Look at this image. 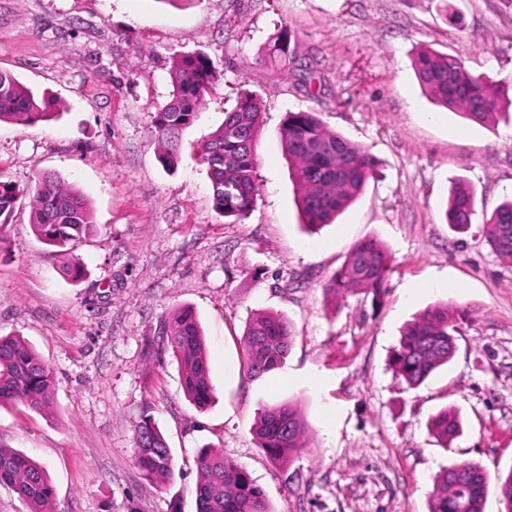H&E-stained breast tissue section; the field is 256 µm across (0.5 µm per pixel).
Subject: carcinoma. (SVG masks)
<instances>
[{
  "instance_id": "cac0c4a2",
  "label": "carcinoma",
  "mask_w": 512,
  "mask_h": 512,
  "mask_svg": "<svg viewBox=\"0 0 512 512\" xmlns=\"http://www.w3.org/2000/svg\"><path fill=\"white\" fill-rule=\"evenodd\" d=\"M288 33L268 45L258 64L286 68L293 62ZM414 71L422 88L445 108L465 119L487 125L503 107L502 90L484 76L468 72L455 56L424 45L414 56ZM172 94L152 113V126L162 148V162L175 163L181 133L198 118L204 94L220 80L221 70L204 52L180 54L171 62ZM56 103L45 94L23 87L12 75L0 72V121L28 125L50 121ZM262 104L257 95L243 92L225 112L224 124L197 148L209 173L214 211L225 219L247 215L257 192L255 151ZM283 148L295 169L298 203L306 230L313 234L336 218L375 176L378 161L364 147L325 127L313 112H291L283 129ZM28 197L32 227L44 243L66 251L86 236L92 226L83 197L50 174L37 177L28 192L0 179V227L9 223L17 204ZM446 223L465 228L475 221L500 258L512 263V199L491 213L477 209L472 186L452 181L445 211ZM391 271V258L375 240L356 244L328 281L331 304L350 295L372 296L377 302ZM456 314L446 305L430 307L404 328L392 363L396 373L416 388L455 352ZM166 347L176 358L181 386L191 404L202 409L213 398L205 339L195 313L173 312L160 326ZM294 327L285 317L256 314L243 333V375L258 380L278 369L292 348ZM52 375L49 367L21 338L0 337V407L24 402L38 412L51 408ZM431 431L448 443L462 434L459 415L445 409L430 422ZM306 424L291 404L265 405L254 427L258 447L272 462L286 466L303 447ZM136 463L148 481L173 475L170 448L148 415L136 436ZM504 512H512V471L499 479ZM488 479L476 463L452 464L434 478L429 512H484ZM0 488L18 495L27 512H48L54 489L45 469L29 455L0 446ZM196 512H273L264 490L249 471L209 447L201 448L196 464Z\"/></svg>"
}]
</instances>
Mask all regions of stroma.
Masks as SVG:
<instances>
[{
    "label": "stroma",
    "mask_w": 512,
    "mask_h": 512,
    "mask_svg": "<svg viewBox=\"0 0 512 512\" xmlns=\"http://www.w3.org/2000/svg\"><path fill=\"white\" fill-rule=\"evenodd\" d=\"M289 33V72L258 58ZM473 75L512 85V0H0V71L48 94L57 118L0 122V176L26 187L52 172L80 193L93 226L70 253L42 243L19 202L0 229V336H19L49 366L52 407L0 408V445L45 466L52 512H195V460L223 450L261 486L273 512H428L434 476L474 462L502 512L496 481L512 472V265L444 218L454 179L493 211L512 198V113L481 126L435 104L412 57L421 45ZM208 54L223 71L162 165L151 114L171 91L170 62ZM261 98L258 191L231 222L212 208L199 143L242 91ZM378 159L356 201L316 234L300 224L283 151L289 113ZM393 270L380 305L324 286L360 241ZM83 266L82 280L68 275ZM445 304L463 311L452 360L417 388L390 359L404 325ZM190 308L205 336L214 399H186L159 327ZM262 311L289 319L280 369L242 376V335ZM290 403L307 445L269 462L253 427L262 406ZM455 409L463 433L442 445L429 421ZM151 415L174 478L143 479L135 429Z\"/></svg>",
    "instance_id": "1"
}]
</instances>
